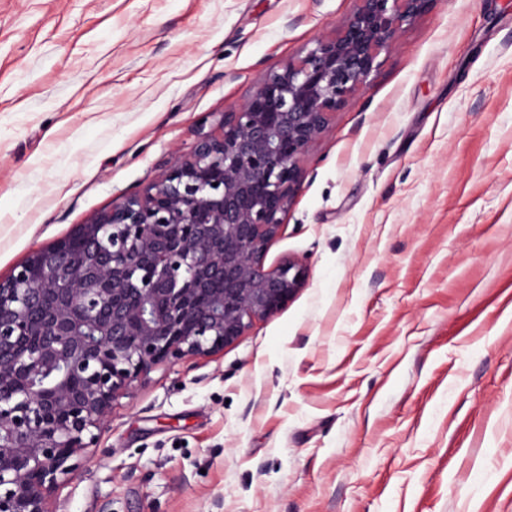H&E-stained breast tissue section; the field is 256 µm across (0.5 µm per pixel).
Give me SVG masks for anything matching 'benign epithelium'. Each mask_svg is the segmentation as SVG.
Instances as JSON below:
<instances>
[{
  "instance_id": "benign-epithelium-1",
  "label": "benign epithelium",
  "mask_w": 512,
  "mask_h": 512,
  "mask_svg": "<svg viewBox=\"0 0 512 512\" xmlns=\"http://www.w3.org/2000/svg\"><path fill=\"white\" fill-rule=\"evenodd\" d=\"M355 2L145 193L0 280V512H56L117 395L156 365L224 349L306 285L299 261L265 264L304 164L430 0Z\"/></svg>"
}]
</instances>
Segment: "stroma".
Returning a JSON list of instances; mask_svg holds the SVG:
<instances>
[{
	"instance_id": "1",
	"label": "stroma",
	"mask_w": 512,
	"mask_h": 512,
	"mask_svg": "<svg viewBox=\"0 0 512 512\" xmlns=\"http://www.w3.org/2000/svg\"><path fill=\"white\" fill-rule=\"evenodd\" d=\"M354 0H0V278L188 154ZM309 278L118 397L57 512H512V0H431L267 265Z\"/></svg>"
}]
</instances>
